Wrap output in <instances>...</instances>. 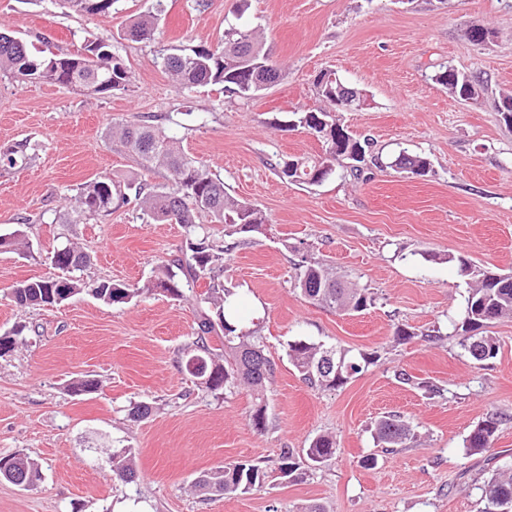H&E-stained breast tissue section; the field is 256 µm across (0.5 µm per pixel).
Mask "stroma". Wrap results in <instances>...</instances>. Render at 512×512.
<instances>
[{
	"instance_id": "35a3bbf8",
	"label": "stroma",
	"mask_w": 512,
	"mask_h": 512,
	"mask_svg": "<svg viewBox=\"0 0 512 512\" xmlns=\"http://www.w3.org/2000/svg\"><path fill=\"white\" fill-rule=\"evenodd\" d=\"M151 0H117L108 16L80 14L62 0H0V28L32 52L73 56L86 41L110 40L133 76L129 90L90 95L0 73V148L28 137L38 150L25 169L0 171V234L20 231L17 252H0V335L23 327L24 341L0 356V457L37 461L41 479L24 489L0 480V512H479L480 487L512 468V319L487 324L496 358L471 359L453 334L468 284L460 260L512 275V127L495 104L512 94V0H166L154 40L122 34ZM261 33L283 80L243 99L207 86L184 92L161 64L172 46H214L229 24ZM491 31L477 44L468 32ZM481 80L478 103L452 97L433 80L443 67ZM333 69L369 101L343 112L342 125L370 139L372 163L360 176L290 184L272 165L313 156L321 143L281 123L320 107L314 79ZM156 116L182 150L253 204L267 222L254 244L224 256L223 282L241 301L245 329L274 362L264 395L267 425L253 429L247 390L210 392L186 369L195 301L147 291L155 267L185 253L178 224L153 221L136 204L76 216L82 184L117 176L150 185L147 172L107 130ZM424 155L430 172L390 168L399 150ZM91 257L85 280L142 288L128 304L90 294L53 306L21 307L13 286L57 273L65 244ZM331 264L368 288L373 303L345 315L310 303L297 288L301 260ZM413 331L408 340L394 330ZM305 338L352 354L376 355L335 390L307 385L287 357ZM432 382L436 394L401 384L397 371ZM93 378L97 392L71 383ZM149 403L151 415L130 417ZM401 415L412 427L404 448L382 450L378 420ZM497 415L492 448L465 439ZM337 450L304 480L273 478L246 494L205 496L202 472L249 460L274 469L282 449L302 450L320 434ZM135 452L137 478L112 473L113 448ZM375 456L370 468L363 457Z\"/></svg>"
}]
</instances>
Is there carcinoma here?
Segmentation results:
<instances>
[{"mask_svg": "<svg viewBox=\"0 0 512 512\" xmlns=\"http://www.w3.org/2000/svg\"><path fill=\"white\" fill-rule=\"evenodd\" d=\"M75 12L108 16L119 0H63ZM165 12L164 0H154L151 8L133 18L123 36L135 41L154 39L158 22ZM162 65L182 89L189 92L209 85L221 84L224 90L249 99L267 86L283 78L282 69L274 63L263 41L253 30L234 26L224 32V43L216 46L198 45L191 48L173 47L162 57ZM0 71L18 81L38 80L65 87H82L97 94L125 91L132 84V74L110 42L95 39L87 42L85 53L79 57H45L33 55L26 44L8 32L0 31ZM315 81L317 95L323 106L292 113L288 120L291 129L301 128L317 137L324 151L317 157H292V164L280 160L273 165L279 177L289 183L314 185L337 173V166L357 152L358 162L366 158L367 142L356 138L336 117V89ZM433 80L462 101L479 98V84L475 78L451 67L436 72ZM108 137L117 142L145 170L164 169L169 178L164 184L150 186L119 182L110 177H99L83 184L75 197L77 215L108 213L129 203L130 198L156 222H174L184 227L188 252L162 261L155 269L150 288L174 300L185 297V291L201 280L206 291L199 295L200 318L196 338L188 356H200L207 362L210 391L246 389L255 399L250 422L261 432L266 427L264 390L274 374L273 362L264 349L250 340V333L240 324L241 313L232 301L235 293L224 287V253L250 243L249 237L262 232L265 217L254 205L230 195L224 180L183 152L165 130L150 117L139 116L108 129ZM36 145L28 139L14 142L0 150V169H15L26 165L35 156ZM391 165L411 175L424 176L430 171V160L422 155L399 152ZM134 196H129V191ZM205 214L213 224L224 225V236L233 239L226 245L213 238L197 217ZM51 262L62 275L56 278H31L18 283L11 292L12 300L21 306H44L63 301L84 291L106 304H127L138 298L142 289L110 280L86 282L75 275L89 263L88 256L73 246L53 252ZM462 275L470 277V290L455 329L462 332L463 346L476 361L493 359L499 352L495 337L476 335L483 324L500 318H512V276L489 271H477L461 259ZM294 279L305 298L323 307L346 314L365 310L372 297L368 289L356 284H345L321 262L303 261L294 267ZM24 327L0 336V356L22 341ZM216 336L223 353L213 352L209 336ZM343 359L341 374L324 373L319 361L326 351ZM288 358L303 379L323 389H336L361 374L373 364V357L358 358L345 351H336L321 343L298 338L288 343ZM498 429L494 416L478 424L466 438V447L473 451L490 449ZM409 423L397 415L382 417L376 424L375 438L383 448H398L409 439ZM336 452V438L330 434L316 436L306 449V458L286 448L277 467V477L298 482L306 476L305 467L321 465ZM112 472L124 482L136 478L131 449L112 450ZM270 475L261 467L247 461H237L199 475L194 486L204 493L226 495L244 494L263 487ZM480 512H512V471H502L484 482Z\"/></svg>", "mask_w": 512, "mask_h": 512, "instance_id": "1", "label": "carcinoma"}]
</instances>
